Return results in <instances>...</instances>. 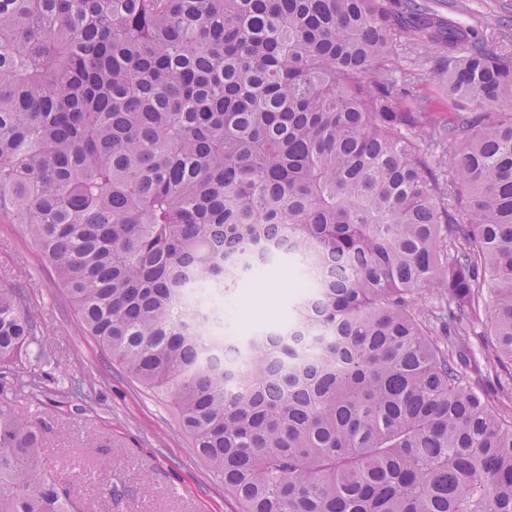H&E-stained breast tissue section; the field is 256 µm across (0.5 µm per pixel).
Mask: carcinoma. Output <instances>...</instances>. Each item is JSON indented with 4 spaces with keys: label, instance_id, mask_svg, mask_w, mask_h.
I'll list each match as a JSON object with an SVG mask.
<instances>
[{
    "label": "carcinoma",
    "instance_id": "obj_1",
    "mask_svg": "<svg viewBox=\"0 0 512 512\" xmlns=\"http://www.w3.org/2000/svg\"><path fill=\"white\" fill-rule=\"evenodd\" d=\"M403 39L443 95L395 93ZM0 213L234 512H512V388L463 369L512 380V52L430 0H0ZM258 259L308 288L218 366L193 290ZM33 346L0 286L31 395ZM0 512H80L6 406Z\"/></svg>",
    "mask_w": 512,
    "mask_h": 512
}]
</instances>
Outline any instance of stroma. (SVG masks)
I'll list each match as a JSON object with an SVG mask.
<instances>
[{
    "mask_svg": "<svg viewBox=\"0 0 512 512\" xmlns=\"http://www.w3.org/2000/svg\"><path fill=\"white\" fill-rule=\"evenodd\" d=\"M461 13L439 0L446 18L463 20L512 41V0H464ZM292 265L243 283L235 293L241 334L283 321L295 295ZM0 285L19 289L38 320L54 361L27 355L22 371L46 370L44 392L30 395L0 384V405L39 422L48 464L68 470L82 512H231L224 484L199 459L174 408L145 391L86 336L54 274L22 225L0 215ZM90 381L92 399L66 397L57 382Z\"/></svg>",
    "mask_w": 512,
    "mask_h": 512,
    "instance_id": "35a3bbf8",
    "label": "stroma"
}]
</instances>
